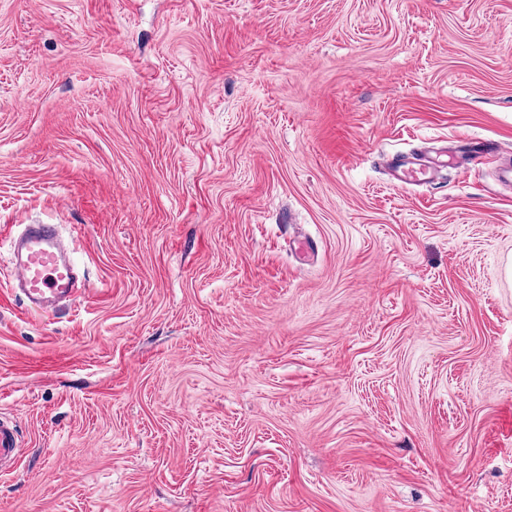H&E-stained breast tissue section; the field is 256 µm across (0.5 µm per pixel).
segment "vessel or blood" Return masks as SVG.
<instances>
[{
  "label": "vessel or blood",
  "instance_id": "obj_1",
  "mask_svg": "<svg viewBox=\"0 0 512 512\" xmlns=\"http://www.w3.org/2000/svg\"><path fill=\"white\" fill-rule=\"evenodd\" d=\"M386 165L397 186L407 187L435 182L441 176L437 164H421L393 155ZM17 273V291L27 310L52 312L57 303L75 300L79 275L72 260L59 247L55 225L28 224L11 239ZM19 452L18 435L13 425L0 421V464L13 460Z\"/></svg>",
  "mask_w": 512,
  "mask_h": 512
}]
</instances>
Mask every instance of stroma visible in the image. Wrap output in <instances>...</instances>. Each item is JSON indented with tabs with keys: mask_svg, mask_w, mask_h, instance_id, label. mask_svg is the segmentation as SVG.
Returning <instances> with one entry per match:
<instances>
[{
	"mask_svg": "<svg viewBox=\"0 0 512 512\" xmlns=\"http://www.w3.org/2000/svg\"><path fill=\"white\" fill-rule=\"evenodd\" d=\"M511 162L512 0H0V512H512ZM386 165L399 187L433 183L441 177V166L416 163L410 159L392 155L387 158ZM17 273L16 291L28 311L50 313L60 301H73L79 291L76 265L59 247L54 224H25L9 234ZM19 453L18 435L13 425L0 421V465L13 460Z\"/></svg>",
	"mask_w": 512,
	"mask_h": 512,
	"instance_id": "35a3bbf8",
	"label": "stroma"
}]
</instances>
